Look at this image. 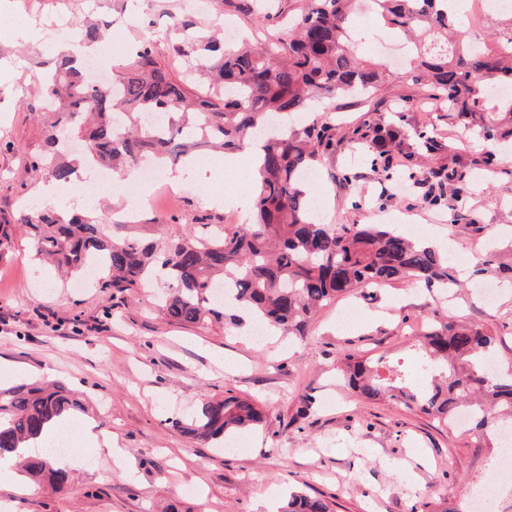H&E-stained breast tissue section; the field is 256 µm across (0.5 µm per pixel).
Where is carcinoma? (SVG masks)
Here are the masks:
<instances>
[{"label": "carcinoma", "mask_w": 512, "mask_h": 512, "mask_svg": "<svg viewBox=\"0 0 512 512\" xmlns=\"http://www.w3.org/2000/svg\"><path fill=\"white\" fill-rule=\"evenodd\" d=\"M362 2L409 42L430 98L469 121L480 137L512 140V97L496 101L488 94L495 85H512V35L492 48L464 49L465 32L450 20L449 0H309L293 19L294 34L262 51L221 46L183 21L177 52L185 74L162 67L149 42L136 47L109 86L95 85L76 58L59 54L41 89L42 109L57 114L54 127L88 143L86 165L108 166L121 177L148 156L186 164L196 148L249 153L261 143L252 220L231 233L172 241L158 252L133 237L104 234L102 225L112 223L105 214L87 211L67 219L49 205L17 219L31 229L36 254L71 272L94 263L101 267V287L117 292L144 287L162 270L169 288L160 307L179 324L211 316L294 336L306 335L320 308L361 288L399 280L444 292L458 285L448 252L391 224H323L312 217L302 175L333 146L336 126L313 115L296 129L294 117L338 94L371 97L391 76L387 65L358 58L348 39ZM400 135L396 126L382 123L361 135L370 139L372 162L389 180L403 175L392 167ZM38 163L51 181L74 179L70 162L45 154ZM493 346L494 337L446 316L425 323L413 362L415 370L421 362L426 366L420 381H412L399 360L351 353L344 356L342 375L367 400L387 395L446 425L466 408L472 430L492 440L499 423H512V372L484 370ZM85 412L80 397L54 382L0 386V456L45 426L69 425ZM262 423L259 407L236 396L208 400L191 417L172 421L200 442L223 441ZM51 457L47 451L28 456L22 468L61 491L71 474L54 468ZM280 512L330 508L321 498L292 492Z\"/></svg>", "instance_id": "cac0c4a2"}]
</instances>
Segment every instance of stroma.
Instances as JSON below:
<instances>
[{
	"instance_id": "stroma-1",
	"label": "stroma",
	"mask_w": 512,
	"mask_h": 512,
	"mask_svg": "<svg viewBox=\"0 0 512 512\" xmlns=\"http://www.w3.org/2000/svg\"><path fill=\"white\" fill-rule=\"evenodd\" d=\"M8 5L0 23V216L16 218L22 201L36 198L44 183L33 167L44 154L53 120L42 111L38 90L51 70L49 32L75 27L86 16L121 32L122 44L96 53L97 72L128 61L132 44L149 37L161 65L180 72L170 49L179 37L175 19L186 16L204 33L232 25L239 38L263 47L286 37L288 23L306 0H203L190 11L186 0H0ZM336 150L318 167L313 191L327 201L331 224L424 226L438 247L458 246L452 265L464 288L450 305L441 294L406 281L364 289L357 320L342 328L348 301L323 307L304 338L275 334L254 343L246 330L210 319L178 324L158 310L154 288L112 294L96 283L58 275L35 256L32 239L15 229L0 246V382L38 379L79 388L89 396V417L111 437L130 465L121 473L111 455L76 439L71 482L57 492L32 484L19 494L14 480L0 478V502L11 512H271L289 488L329 502L332 512H440L493 483L496 512H512V479L501 478L495 451L473 432H460L391 401L368 402L337 377L344 354L408 356L414 336L433 312L480 329L496 339L499 366L512 369V158L498 144L478 138L426 86L398 69L378 95L336 99ZM382 117L405 133L393 156L410 178L385 182L366 145L348 133ZM427 130L436 147L416 143ZM460 169L472 189L445 187L429 201L439 168ZM224 192L214 181L210 195L194 184L176 189V201L159 200L126 227L119 196L84 199L86 207L112 213L111 234L164 243L207 233L209 226L236 227L225 206L211 202ZM491 257L499 284L494 303L477 292L472 268ZM311 396L310 409L302 399ZM239 396L265 413L262 427L247 432L245 452H229L183 435L173 419L189 417L202 400Z\"/></svg>"
}]
</instances>
